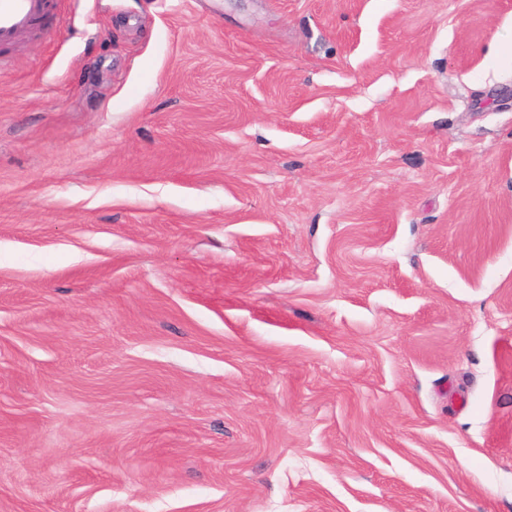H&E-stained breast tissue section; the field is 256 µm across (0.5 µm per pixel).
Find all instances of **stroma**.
Instances as JSON below:
<instances>
[{"instance_id":"1","label":"stroma","mask_w":512,"mask_h":512,"mask_svg":"<svg viewBox=\"0 0 512 512\" xmlns=\"http://www.w3.org/2000/svg\"><path fill=\"white\" fill-rule=\"evenodd\" d=\"M0 47V512H512V0H60Z\"/></svg>"}]
</instances>
